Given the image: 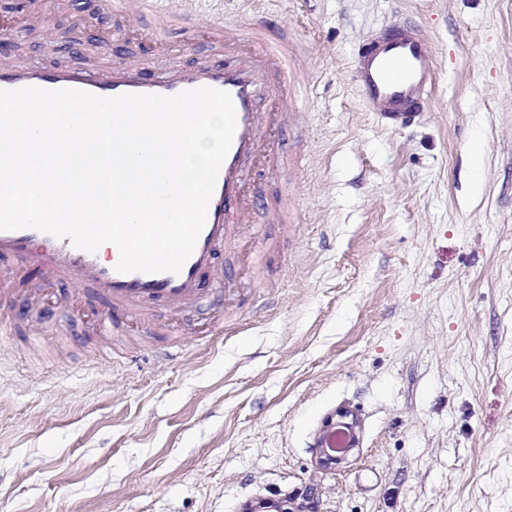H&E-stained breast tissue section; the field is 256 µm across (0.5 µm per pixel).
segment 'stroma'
Returning a JSON list of instances; mask_svg holds the SVG:
<instances>
[{"label": "stroma", "mask_w": 512, "mask_h": 512, "mask_svg": "<svg viewBox=\"0 0 512 512\" xmlns=\"http://www.w3.org/2000/svg\"><path fill=\"white\" fill-rule=\"evenodd\" d=\"M16 61L152 66L59 17L18 27ZM246 28L271 18L297 54V120L278 172L250 171L282 224L174 335H96L103 304L0 260V512H240L320 485L316 512H512V0H199ZM421 25L437 69L426 112L386 126L351 80L362 40ZM224 325H213L216 312ZM344 407L349 462L316 437ZM335 417L336 419L331 417L326 421V424L319 433L316 441V448L319 454V464L323 467L331 464H340L346 461L349 455L360 443V422L357 416L347 409H339L336 411ZM334 424H343L348 428L352 435V444L348 448H341V451L338 454L331 455L328 454L321 445L325 432Z\"/></svg>", "instance_id": "1"}]
</instances>
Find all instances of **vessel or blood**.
<instances>
[{
  "mask_svg": "<svg viewBox=\"0 0 512 512\" xmlns=\"http://www.w3.org/2000/svg\"><path fill=\"white\" fill-rule=\"evenodd\" d=\"M105 14L135 18L152 10L158 27L181 26L186 47L205 45L206 62L149 74L131 65L112 67L108 74L93 68L48 69L36 63L0 65V90L39 87L78 89L102 97L121 94L172 96L207 86L230 94L236 112L232 145L221 166L210 201L207 222L196 248L179 273H121L118 254L90 253L35 229L0 231V257L18 256L53 282L93 290L106 304L97 332L108 336L118 322L152 324L159 309L179 310L205 298L224 281L217 264L220 248L232 244L241 225L252 223L257 199L248 195L244 160L251 155L275 157L272 130L288 120V91L293 63L284 39L268 21L246 31L223 22H198L197 0H100ZM66 0H38L22 16L23 27L42 29L67 13ZM435 64L424 32L396 25L373 35L360 48L352 69L358 96L366 107L389 123L404 125L424 112L430 101Z\"/></svg>",
  "mask_w": 512,
  "mask_h": 512,
  "instance_id": "vessel-or-blood-1",
  "label": "vessel or blood"
}]
</instances>
